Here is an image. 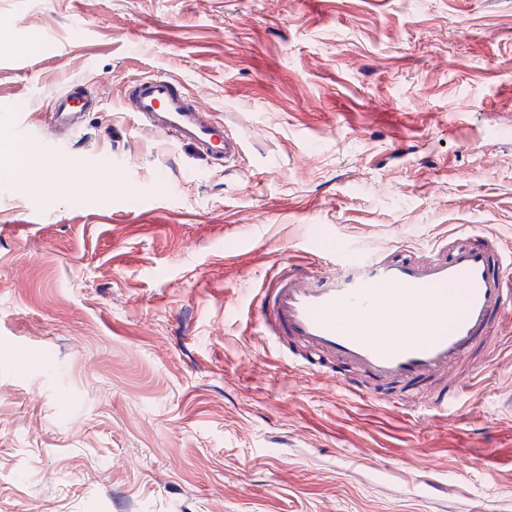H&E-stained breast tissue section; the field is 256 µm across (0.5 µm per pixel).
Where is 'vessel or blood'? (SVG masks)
I'll return each mask as SVG.
<instances>
[{"label": "vessel or blood", "mask_w": 512, "mask_h": 512, "mask_svg": "<svg viewBox=\"0 0 512 512\" xmlns=\"http://www.w3.org/2000/svg\"><path fill=\"white\" fill-rule=\"evenodd\" d=\"M128 112L139 123L217 161L231 162L239 137L157 71L128 84ZM95 103L68 94L51 105L56 126L74 128L79 113ZM346 270L326 274L292 261L279 263L255 289L257 321L266 335L292 342L289 367L323 373L347 390L368 397L379 391L407 396L411 407H455L473 376L454 374L464 360H492L504 345L492 329L512 304V278L505 255L489 235L457 232L434 244L427 257L404 247L389 255L354 249ZM402 309V331L386 328V313ZM337 359L365 380L355 387L328 367Z\"/></svg>", "instance_id": "1"}]
</instances>
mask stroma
Listing matches in <instances>:
<instances>
[{"label":"stroma","instance_id":"stroma-1","mask_svg":"<svg viewBox=\"0 0 512 512\" xmlns=\"http://www.w3.org/2000/svg\"><path fill=\"white\" fill-rule=\"evenodd\" d=\"M157 71L235 162L125 112ZM65 90L103 102L69 138ZM28 147L120 185L0 171V512H512V356L396 410L247 316L286 259L512 253V0H0V152Z\"/></svg>","mask_w":512,"mask_h":512}]
</instances>
